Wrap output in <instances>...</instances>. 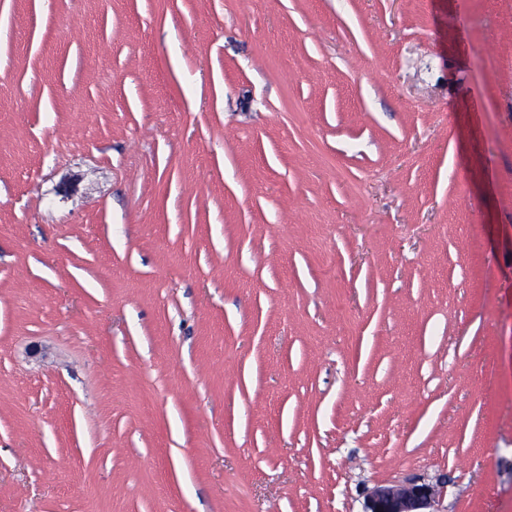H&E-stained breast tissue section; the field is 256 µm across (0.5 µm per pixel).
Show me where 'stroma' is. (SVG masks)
Wrapping results in <instances>:
<instances>
[{
  "label": "stroma",
  "instance_id": "stroma-1",
  "mask_svg": "<svg viewBox=\"0 0 512 512\" xmlns=\"http://www.w3.org/2000/svg\"><path fill=\"white\" fill-rule=\"evenodd\" d=\"M413 477L512 512V0H0V512Z\"/></svg>",
  "mask_w": 512,
  "mask_h": 512
}]
</instances>
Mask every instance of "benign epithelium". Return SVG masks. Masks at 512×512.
Instances as JSON below:
<instances>
[{"instance_id":"7a95c632","label":"benign epithelium","mask_w":512,"mask_h":512,"mask_svg":"<svg viewBox=\"0 0 512 512\" xmlns=\"http://www.w3.org/2000/svg\"><path fill=\"white\" fill-rule=\"evenodd\" d=\"M442 489L443 483L424 480L377 485L365 497L364 512H439Z\"/></svg>"}]
</instances>
